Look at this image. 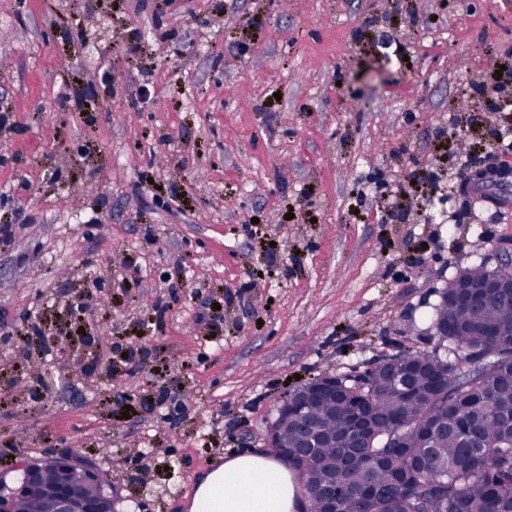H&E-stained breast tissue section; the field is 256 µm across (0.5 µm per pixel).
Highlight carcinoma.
Masks as SVG:
<instances>
[{
    "label": "carcinoma",
    "instance_id": "cac0c4a2",
    "mask_svg": "<svg viewBox=\"0 0 512 512\" xmlns=\"http://www.w3.org/2000/svg\"><path fill=\"white\" fill-rule=\"evenodd\" d=\"M490 275L479 267L453 278L432 326L448 324L436 352L403 351L363 376L340 378L345 399H311L307 410L326 447L297 475L306 512H326L322 470L336 464V512H512V299L484 301L469 314L453 305L458 287ZM483 347L480 367L464 361ZM428 373L402 401L388 375L395 364Z\"/></svg>",
    "mask_w": 512,
    "mask_h": 512
}]
</instances>
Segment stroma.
<instances>
[{
	"label": "stroma",
	"instance_id": "35a3bbf8",
	"mask_svg": "<svg viewBox=\"0 0 512 512\" xmlns=\"http://www.w3.org/2000/svg\"><path fill=\"white\" fill-rule=\"evenodd\" d=\"M506 97L512 0H0V491L73 451L186 512L288 391L433 351L512 260V188H463Z\"/></svg>",
	"mask_w": 512,
	"mask_h": 512
}]
</instances>
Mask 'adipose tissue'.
Instances as JSON below:
<instances>
[{
	"label": "adipose tissue",
	"instance_id": "obj_1",
	"mask_svg": "<svg viewBox=\"0 0 512 512\" xmlns=\"http://www.w3.org/2000/svg\"><path fill=\"white\" fill-rule=\"evenodd\" d=\"M190 512H288L285 469L267 456L228 460L204 477Z\"/></svg>",
	"mask_w": 512,
	"mask_h": 512
}]
</instances>
